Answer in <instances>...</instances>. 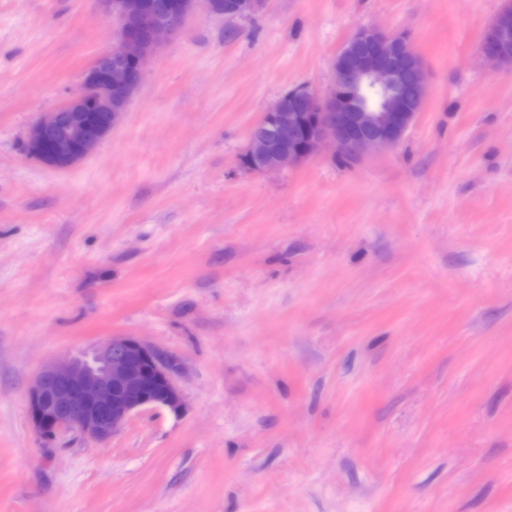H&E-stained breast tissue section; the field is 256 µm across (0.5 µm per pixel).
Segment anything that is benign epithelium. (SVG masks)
Returning <instances> with one entry per match:
<instances>
[{
	"label": "benign epithelium",
	"mask_w": 512,
	"mask_h": 512,
	"mask_svg": "<svg viewBox=\"0 0 512 512\" xmlns=\"http://www.w3.org/2000/svg\"><path fill=\"white\" fill-rule=\"evenodd\" d=\"M118 22L112 48L85 71L84 91L59 110L40 114L31 124L26 151L47 166L65 170L85 159L123 119L139 89L144 70L162 42L175 35L186 18L202 7L217 15L212 0H173L156 12L132 0H98ZM264 0H224V20L256 13ZM505 2L484 33L481 54L495 68L512 70V18ZM380 97L366 103L364 91ZM428 97L423 59L404 33L361 27L344 43L331 67L323 93L298 89L279 98L249 133L245 157L251 170L294 167L328 145L357 162L396 146L422 112ZM105 110L103 122H77L56 140H47L58 112ZM182 361L133 336H114L72 356L45 365L27 391L32 428L44 441L75 431L106 442L141 411L183 408Z\"/></svg>",
	"instance_id": "1"
}]
</instances>
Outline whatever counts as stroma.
I'll return each instance as SVG.
<instances>
[{"label":"stroma","mask_w":512,"mask_h":512,"mask_svg":"<svg viewBox=\"0 0 512 512\" xmlns=\"http://www.w3.org/2000/svg\"><path fill=\"white\" fill-rule=\"evenodd\" d=\"M503 0H265L204 12L84 161L35 117L112 43L96 0H0V512H512V73ZM409 32L426 106L352 163L242 165L358 27ZM177 355L180 415L44 443L26 389L110 337ZM216 6L224 9V20L250 16L256 13L264 3V0H214ZM504 2L484 33L481 54L488 65L508 68L512 72V51L507 45L510 38V17L507 13L511 1Z\"/></svg>","instance_id":"stroma-1"}]
</instances>
